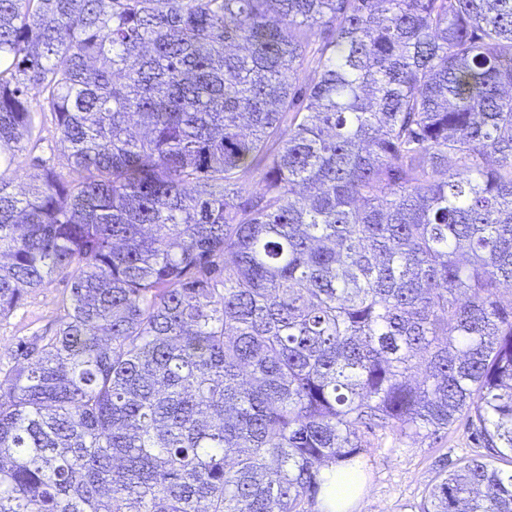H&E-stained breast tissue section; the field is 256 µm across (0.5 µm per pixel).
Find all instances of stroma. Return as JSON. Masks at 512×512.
Masks as SVG:
<instances>
[{"instance_id":"35a3bbf8","label":"stroma","mask_w":512,"mask_h":512,"mask_svg":"<svg viewBox=\"0 0 512 512\" xmlns=\"http://www.w3.org/2000/svg\"><path fill=\"white\" fill-rule=\"evenodd\" d=\"M65 282L53 280L28 295L23 305L0 319V376L16 364L19 342L49 336L64 315ZM363 489L348 512H411L441 464L481 454L467 418H459L441 438L378 430L365 436Z\"/></svg>"}]
</instances>
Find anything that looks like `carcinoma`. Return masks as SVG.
<instances>
[{
	"instance_id": "carcinoma-1",
	"label": "carcinoma",
	"mask_w": 512,
	"mask_h": 512,
	"mask_svg": "<svg viewBox=\"0 0 512 512\" xmlns=\"http://www.w3.org/2000/svg\"><path fill=\"white\" fill-rule=\"evenodd\" d=\"M43 93L34 107L28 90ZM0 512H313L364 431L512 512V0H0ZM34 144H29L25 152L26 158L23 163L15 169L12 177L15 179L17 188H24L30 182L31 177L41 172V167L32 159L35 157L50 159L54 154H58L61 150V145L57 139L49 138L41 143H38L34 148ZM66 283L53 280L28 295L23 305L0 319V376L16 364L17 345L33 336H51L64 315Z\"/></svg>"
}]
</instances>
